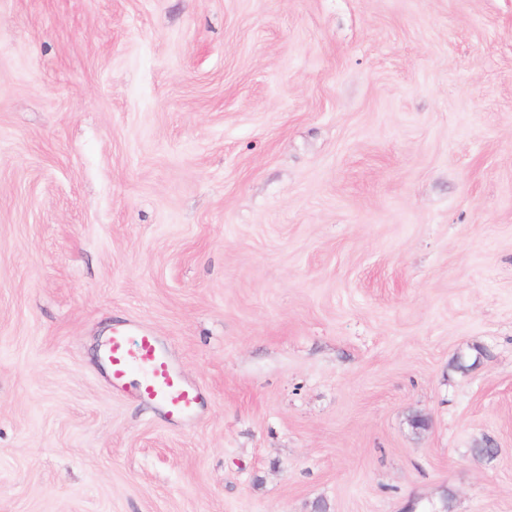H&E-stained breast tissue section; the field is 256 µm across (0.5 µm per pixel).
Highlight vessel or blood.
<instances>
[{"instance_id": "b4317fda", "label": "vessel or blood", "mask_w": 512, "mask_h": 512, "mask_svg": "<svg viewBox=\"0 0 512 512\" xmlns=\"http://www.w3.org/2000/svg\"><path fill=\"white\" fill-rule=\"evenodd\" d=\"M107 358L113 388L133 389L138 399L162 409L175 421L190 419L197 412L199 392L184 381L156 337L114 331Z\"/></svg>"}]
</instances>
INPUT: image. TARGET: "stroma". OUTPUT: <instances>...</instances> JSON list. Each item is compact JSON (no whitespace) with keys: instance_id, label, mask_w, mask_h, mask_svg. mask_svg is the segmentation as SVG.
<instances>
[{"instance_id":"1","label":"stroma","mask_w":512,"mask_h":512,"mask_svg":"<svg viewBox=\"0 0 512 512\" xmlns=\"http://www.w3.org/2000/svg\"><path fill=\"white\" fill-rule=\"evenodd\" d=\"M319 502L512 512V0H0V512ZM107 358L113 388L125 390L133 383L138 399L162 409L175 421L188 420L197 412L199 392L184 381L155 336L115 330Z\"/></svg>"}]
</instances>
